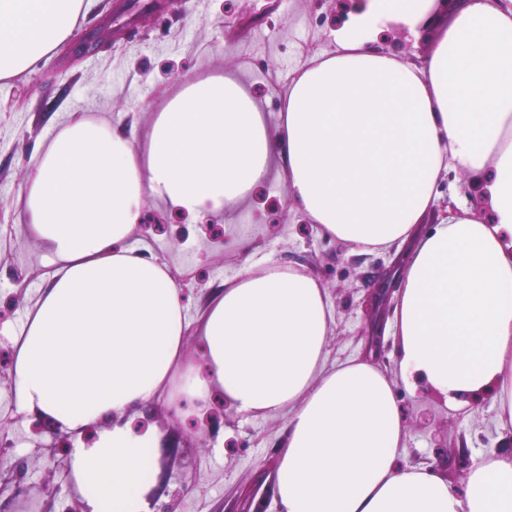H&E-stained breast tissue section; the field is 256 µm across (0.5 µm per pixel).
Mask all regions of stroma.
<instances>
[{
    "label": "stroma",
    "instance_id": "35a3bbf8",
    "mask_svg": "<svg viewBox=\"0 0 512 512\" xmlns=\"http://www.w3.org/2000/svg\"><path fill=\"white\" fill-rule=\"evenodd\" d=\"M225 0H183L180 8L153 15L148 26L133 22V12L118 16L121 34L97 56L66 64L61 52L39 61L30 73L0 87V372L11 373V341L35 305L50 269L46 246L17 224L18 197L31 172V157L58 124L83 114L109 123L134 144H141L152 115L196 74L219 73L239 79L257 99L269 123H277L297 65L330 50L332 32L311 0H287L261 21L247 20L257 0H238L226 11ZM287 176L273 161L266 181L241 200L233 212L213 217L220 239H209L197 216L177 212L155 196L144 207L162 211L164 231L143 226L130 242L167 262L171 271L188 273L182 293L190 317H198L215 289L255 261L268 259L303 267L326 288L334 307L327 366L369 354L365 304L384 278L394 276L398 250L362 255L322 235L316 225L285 217ZM203 288H195V281ZM384 350L375 363L393 381L403 409L410 465L431 466L439 444L457 451L444 473L464 491L469 469L499 453L512 439L502 427L491 399L458 412L424 386H408L398 367V340L382 328ZM139 420L164 434L174 452L165 467L163 496L147 495V512L173 505L175 512H238L249 495L251 512H279L273 480L278 451L287 437L288 417L244 416L226 407L209 444L183 418L165 410L139 413ZM34 419L21 415L15 398L0 392V426L15 446L0 456V467L21 466V494L0 493V512H85L82 493L57 458L34 454L36 441H50L51 429L34 431ZM57 485L47 494L45 485Z\"/></svg>",
    "mask_w": 512,
    "mask_h": 512
}]
</instances>
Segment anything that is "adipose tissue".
<instances>
[{
  "label": "adipose tissue",
  "mask_w": 512,
  "mask_h": 512,
  "mask_svg": "<svg viewBox=\"0 0 512 512\" xmlns=\"http://www.w3.org/2000/svg\"><path fill=\"white\" fill-rule=\"evenodd\" d=\"M436 0H364L335 47L300 64L278 135L236 79L187 80L156 113L145 148L106 122L59 126L32 158L21 223L53 256L14 337L20 411L76 433L68 472L92 512H144L169 451L130 413L165 400L288 415L274 495L282 512H512V453L473 467L464 494L403 464L401 405L371 361L325 364L333 305L298 266L258 264L225 281L197 322L164 262L129 246L152 194L187 213L234 207L286 169L293 206L355 252L401 247L393 329L406 382L459 411L492 396L512 423V0H465L426 63L382 51ZM85 0H0V81L32 70L74 33ZM477 205L433 214L449 173ZM434 215V214H433ZM205 368L183 357L189 328ZM94 431L91 441L80 433Z\"/></svg>",
  "instance_id": "adipose-tissue-1"
}]
</instances>
